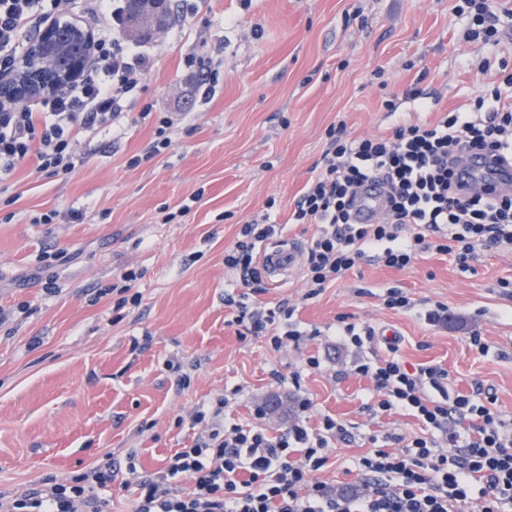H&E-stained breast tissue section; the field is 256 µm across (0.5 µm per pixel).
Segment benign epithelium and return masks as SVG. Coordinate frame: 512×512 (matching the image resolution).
<instances>
[{
    "mask_svg": "<svg viewBox=\"0 0 512 512\" xmlns=\"http://www.w3.org/2000/svg\"><path fill=\"white\" fill-rule=\"evenodd\" d=\"M149 5L132 19L131 28L134 32L157 30L160 27L161 8ZM75 35L86 47V57H91L97 34L76 23L71 24ZM55 23L50 21L40 31L39 36L28 45L21 66L9 77H0V88L5 91L0 95V103H21L32 96L49 95L75 84L81 73L86 69L85 61L78 60L64 72L57 71L53 59L57 47L52 43Z\"/></svg>",
    "mask_w": 512,
    "mask_h": 512,
    "instance_id": "1",
    "label": "benign epithelium"
}]
</instances>
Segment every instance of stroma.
<instances>
[{"instance_id": "obj_1", "label": "stroma", "mask_w": 512, "mask_h": 512, "mask_svg": "<svg viewBox=\"0 0 512 512\" xmlns=\"http://www.w3.org/2000/svg\"><path fill=\"white\" fill-rule=\"evenodd\" d=\"M455 3L198 0L183 27L126 31L149 68L120 131L101 129L70 175L49 177L28 164L0 183V309L9 315L0 325V493L77 475L108 456L112 512H135L129 453L140 472L159 471L191 446L194 412L227 394V423L254 422L274 400L279 409L263 423L284 431L298 388L349 431L318 474L343 486L344 469L368 450L370 436L409 437L420 425L408 411H369L372 385L352 369L391 348L379 339L345 345L336 336L341 317L394 329L403 361L441 365L451 387L494 394L512 427V249L478 252L465 268L432 252L401 270L367 257L311 299L304 274L280 286L265 282L258 302L288 300L299 328L318 332L297 349L239 335L224 304L236 283L224 252L268 200L286 235L307 243L316 233V225L288 218L322 165L330 126L344 124L357 138L386 136L402 118L435 120L499 82L483 64L500 57L512 65V23L501 27L497 45L468 39ZM189 54L218 69L209 93H192ZM414 83L430 111L413 102L385 109ZM147 103L155 114L144 119ZM160 112L173 121L172 145L150 158ZM136 156L140 164L130 166ZM195 192L200 202L179 215ZM51 210L60 213L54 223H36ZM73 211L82 219H70ZM45 251L58 261L44 265ZM129 270L141 301L119 309L116 289ZM389 287L403 289L413 309L386 308ZM437 302L447 305L448 319L432 324L425 313ZM473 335L487 353L470 345ZM311 355L320 369H306Z\"/></svg>"}]
</instances>
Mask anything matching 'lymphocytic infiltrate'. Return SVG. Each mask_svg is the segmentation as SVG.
Wrapping results in <instances>:
<instances>
[{
	"mask_svg": "<svg viewBox=\"0 0 512 512\" xmlns=\"http://www.w3.org/2000/svg\"><path fill=\"white\" fill-rule=\"evenodd\" d=\"M62 0H0V72L14 69L23 37L59 14ZM104 30L93 65L73 87L21 107L0 108V181L36 158L39 172L68 175L85 162L79 138L114 125L129 96L144 82L147 59L123 40L127 0H77ZM456 10L470 15L485 40H493L512 10L495 0H459ZM504 86L433 122H399L387 138L351 139L343 127L328 131L324 165L294 205L290 221L319 230L307 250L308 297L344 278L372 251L384 266L402 269L420 253H450L462 242L460 260L476 248L512 245V196H460L452 161L461 150L499 160L512 155V101ZM378 178L388 187L387 217L379 224H357L352 210L359 189ZM282 224L263 213L242 224L224 265L242 291L225 295L234 323L244 334L269 337L273 348L300 345L295 309L282 301L258 308L251 295L262 290L257 248L281 235ZM355 375L373 387L372 411H412L423 427L403 438L387 433L381 445L360 455L353 474L357 486L337 492L317 471L329 462L332 442L347 429L331 415L312 419L310 397L295 396V418L285 432L262 424L226 425L228 399L195 412L202 430L192 446L168 457L164 467L138 475L136 512H461L478 500V512H512V429L494 409L496 398L475 389L451 392L441 366L411 368L396 354L360 359ZM185 476L189 490L173 487ZM112 462L102 459L73 477H48L14 496L0 494V512H112L106 493Z\"/></svg>",
	"mask_w": 512,
	"mask_h": 512,
	"instance_id": "f902f5d3",
	"label": "lymphocytic infiltrate"
}]
</instances>
